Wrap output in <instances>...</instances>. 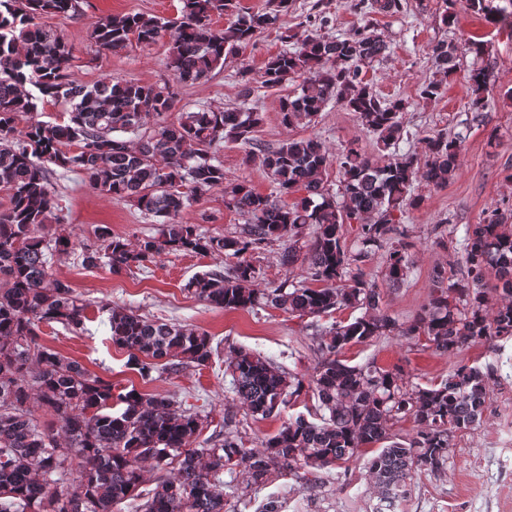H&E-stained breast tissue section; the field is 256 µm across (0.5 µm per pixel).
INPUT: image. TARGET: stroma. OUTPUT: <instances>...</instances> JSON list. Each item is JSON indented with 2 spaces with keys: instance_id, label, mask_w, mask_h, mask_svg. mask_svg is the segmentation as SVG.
Wrapping results in <instances>:
<instances>
[{
  "instance_id": "35a3bbf8",
  "label": "stroma",
  "mask_w": 512,
  "mask_h": 512,
  "mask_svg": "<svg viewBox=\"0 0 512 512\" xmlns=\"http://www.w3.org/2000/svg\"><path fill=\"white\" fill-rule=\"evenodd\" d=\"M362 2L292 0L287 15L279 20L278 30L261 34L246 49L228 55L223 68L215 70L208 80L178 87L177 109L193 112L245 101L262 115L256 134L262 148H275L289 137H313L333 153L353 141L367 153H375L372 138L362 129L356 114L338 105L327 107L312 123L285 127L280 120V104L293 91V84L267 89L257 80L269 57L292 49L304 36L339 37L365 25L374 28L389 43L390 51L383 60L364 69V79L383 97L408 101L403 118L412 134L409 147L417 148L419 138L436 130L466 134L459 168L448 187L418 185L421 204L399 220V229L407 231L412 243L413 268L407 282L388 293L386 308L398 322L407 324L427 306L434 290L435 269H444L452 282L465 277L464 267L455 262L465 226L479 223L486 212L512 199V23H489L469 8L467 0H456L451 8L445 0H401L402 9L397 13L371 10ZM180 7V0H80L76 15L48 16L43 23L72 45L73 80L85 85L101 80L160 84L173 79L167 66V40L150 46L136 44L115 55L96 49L90 33L112 14L143 13L167 22L179 18ZM449 9L454 12V20L448 24L444 15ZM442 40L461 45L457 69L443 81L439 98L420 99L421 85L437 76L430 49ZM470 41L483 43L482 58L465 52L464 45ZM477 60L492 76L488 106L479 122L466 110L471 97L468 74ZM247 152L241 144L221 143L216 157L224 166L225 177L246 183L256 192L270 193L269 178L258 161L247 160ZM50 181L55 202L52 225L71 235L78 248L70 257L53 258L52 273L91 301L92 307L81 332H72L58 323L42 325L41 344L78 360L91 373L110 381L113 393L134 387L160 393L207 416L195 447H210L225 418L230 417L245 433L247 447L260 448L262 440L276 433L283 419L252 416L233 401L231 379L224 374L223 360H215L209 367L159 369L154 371L152 381L143 382L137 371L128 368L127 353L113 346L102 306L120 305L153 319L199 328L212 337L221 353L232 346L252 349L308 376L317 363V325L348 320L350 310L297 318L274 308L225 311L210 307L188 293L185 286L195 275L223 268L224 258L217 254L168 252L146 268L134 267L119 274L102 264L85 266L80 253L98 247L97 226L109 225L114 234L131 243L157 234L159 226L133 202L91 189L81 173L55 166L50 170ZM182 219L211 236L239 235L246 224L245 216L225 209L218 190L200 196L183 212ZM281 251L276 242L256 258L261 272L258 287L270 288L284 280L311 286L305 267L288 269L281 265ZM343 357L353 365L372 360L384 369L403 368L420 384L447 376L458 364L491 368L487 412L472 430L457 435L444 472L435 478L418 477L408 497L396 501L393 512H512L511 341L498 357L482 346L442 355L426 340L410 342L399 336H385L352 345ZM371 455V449H364L356 461L323 472L321 483L314 486L274 476L250 487L244 475L226 477L225 510L265 512L267 503L273 502L278 512H375L378 499L366 479L365 468Z\"/></svg>"
}]
</instances>
